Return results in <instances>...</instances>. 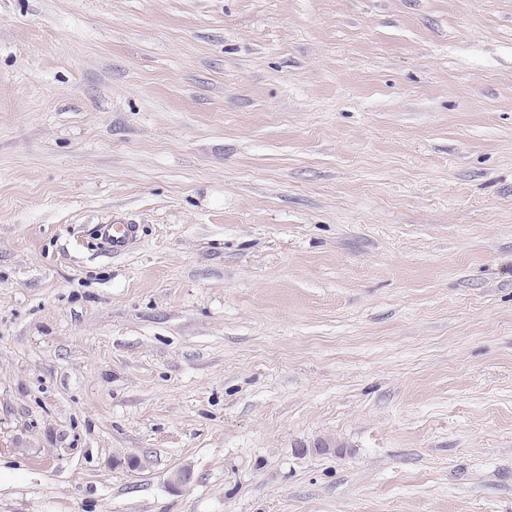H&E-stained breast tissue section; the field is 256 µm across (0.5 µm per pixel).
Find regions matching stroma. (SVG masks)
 I'll list each match as a JSON object with an SVG mask.
<instances>
[{
  "instance_id": "1",
  "label": "stroma",
  "mask_w": 512,
  "mask_h": 512,
  "mask_svg": "<svg viewBox=\"0 0 512 512\" xmlns=\"http://www.w3.org/2000/svg\"><path fill=\"white\" fill-rule=\"evenodd\" d=\"M0 512H512V0H0ZM99 239L112 253L123 252L137 232L134 224H100Z\"/></svg>"
}]
</instances>
